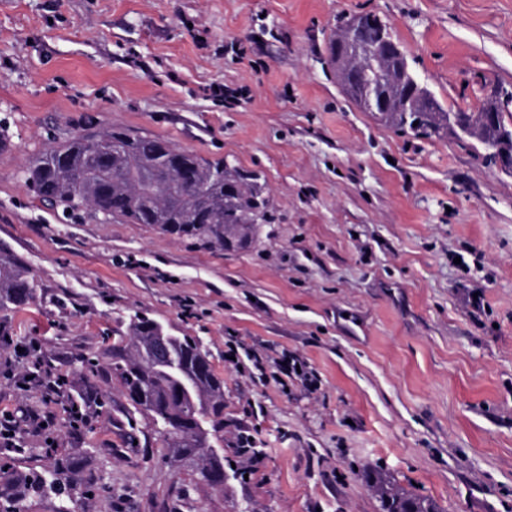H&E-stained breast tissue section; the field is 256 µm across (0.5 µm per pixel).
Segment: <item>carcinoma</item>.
<instances>
[{
  "mask_svg": "<svg viewBox=\"0 0 512 512\" xmlns=\"http://www.w3.org/2000/svg\"><path fill=\"white\" fill-rule=\"evenodd\" d=\"M392 55L367 64V76L382 95L394 85L415 92V105L403 102L382 119L402 136L442 139L448 125L475 130L474 155L489 166L497 152L512 149L501 141L500 130L512 128V91L489 96L498 123L487 127L481 113L448 111L413 71L398 40ZM26 183L39 199L65 214L88 211L106 221L152 224L162 233L224 250V225L238 226V249L256 241L254 223L273 220L270 198L260 178L224 159L208 160L181 150L158 137L127 128L82 130L54 140L28 162ZM38 285L17 254L0 246V311L20 308L37 298ZM166 326L143 314L130 318L128 332L112 342L108 368L120 382L127 413L151 419L174 457L200 454L224 443V382L213 372L201 342L190 336H168L175 369L157 365L153 340ZM85 449L74 448L59 459L51 476L37 471L13 474L0 471V492L15 512H25L31 497L73 496V481ZM364 479L373 491L379 512H439L436 505L391 479L382 469L369 470Z\"/></svg>",
  "mask_w": 512,
  "mask_h": 512,
  "instance_id": "obj_1",
  "label": "carcinoma"
}]
</instances>
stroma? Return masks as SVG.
<instances>
[{
    "label": "stroma",
    "mask_w": 512,
    "mask_h": 512,
    "mask_svg": "<svg viewBox=\"0 0 512 512\" xmlns=\"http://www.w3.org/2000/svg\"><path fill=\"white\" fill-rule=\"evenodd\" d=\"M367 12L444 107L512 89V0H0V244L39 289L0 312V412L43 406L12 382L30 344L104 403L77 432L57 411L56 447L22 436L0 469L48 474L86 448L79 512H377L361 473L378 467L441 512H512V176L345 97L326 42ZM86 123L234 159L275 222L228 252L62 220L22 168ZM137 312L197 337L224 382L223 491L127 416L115 377L85 375ZM285 356L317 388L281 384Z\"/></svg>",
    "instance_id": "35a3bbf8"
}]
</instances>
